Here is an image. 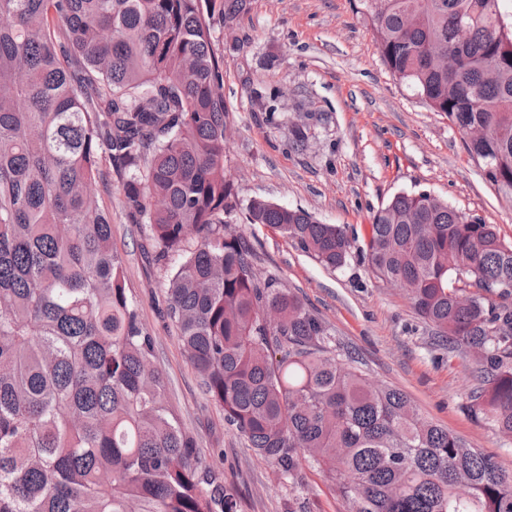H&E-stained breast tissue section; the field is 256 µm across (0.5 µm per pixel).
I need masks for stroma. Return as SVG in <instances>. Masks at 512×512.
<instances>
[{
	"instance_id": "35a3bbf8",
	"label": "stroma",
	"mask_w": 512,
	"mask_h": 512,
	"mask_svg": "<svg viewBox=\"0 0 512 512\" xmlns=\"http://www.w3.org/2000/svg\"><path fill=\"white\" fill-rule=\"evenodd\" d=\"M360 8V0H249L232 27L215 23L230 118L224 166L240 197L304 209L362 241L392 196L425 190L512 240V201L486 180L447 118L393 80ZM298 126L307 135L301 148L293 144ZM103 168L101 204L112 214L126 286L155 339L168 402L201 457L236 489L238 512H348L310 463L298 483L280 478L204 394L164 315L168 266L156 259L148 226L132 223L123 207L121 168ZM234 222L254 248L257 273L303 299L338 353H351L369 380L401 389L423 417L512 472V439L466 409L469 369L433 345L403 290L376 282L363 258L333 270L269 227L239 215Z\"/></svg>"
}]
</instances>
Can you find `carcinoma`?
Returning a JSON list of instances; mask_svg holds the SVG:
<instances>
[{"label": "carcinoma", "instance_id": "carcinoma-1", "mask_svg": "<svg viewBox=\"0 0 512 512\" xmlns=\"http://www.w3.org/2000/svg\"><path fill=\"white\" fill-rule=\"evenodd\" d=\"M505 0H364L393 79L448 117L512 197V9ZM248 0H0V512H237L166 399L155 341L125 288L100 206V160L123 204L178 260L167 315L205 394L256 454L298 480L315 463L349 512H512V473L336 358L304 302L262 277L225 217L229 110L217 19ZM453 52L454 67L430 56ZM249 224L324 266L348 227L253 198ZM364 260L403 281L477 384L468 410L512 438V242L427 191L395 194Z\"/></svg>", "mask_w": 512, "mask_h": 512}]
</instances>
